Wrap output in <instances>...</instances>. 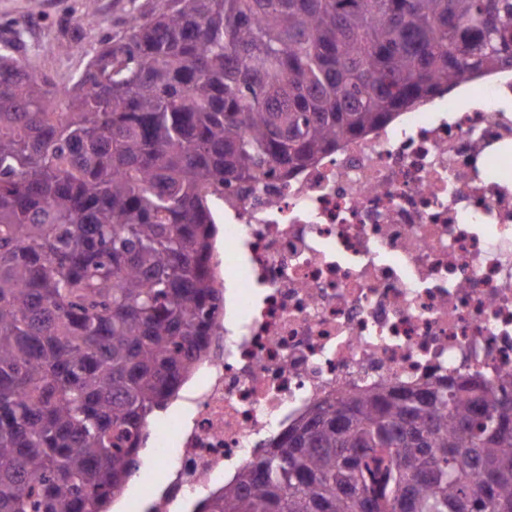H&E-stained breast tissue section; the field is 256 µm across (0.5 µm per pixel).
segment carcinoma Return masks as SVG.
<instances>
[{
    "label": "carcinoma",
    "instance_id": "cac0c4a2",
    "mask_svg": "<svg viewBox=\"0 0 512 512\" xmlns=\"http://www.w3.org/2000/svg\"><path fill=\"white\" fill-rule=\"evenodd\" d=\"M16 52L0 45V512H109L224 305L214 192L512 68V0H144L66 86ZM510 382L342 394L194 512H512Z\"/></svg>",
    "mask_w": 512,
    "mask_h": 512
}]
</instances>
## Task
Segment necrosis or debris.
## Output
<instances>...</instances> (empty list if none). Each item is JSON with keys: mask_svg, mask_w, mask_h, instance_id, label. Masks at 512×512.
<instances>
[{"mask_svg": "<svg viewBox=\"0 0 512 512\" xmlns=\"http://www.w3.org/2000/svg\"><path fill=\"white\" fill-rule=\"evenodd\" d=\"M217 214L209 353L148 427L164 483L119 512H193L337 393L512 375V70L227 187Z\"/></svg>", "mask_w": 512, "mask_h": 512, "instance_id": "4bbe7bcc", "label": "necrosis or debris"}]
</instances>
